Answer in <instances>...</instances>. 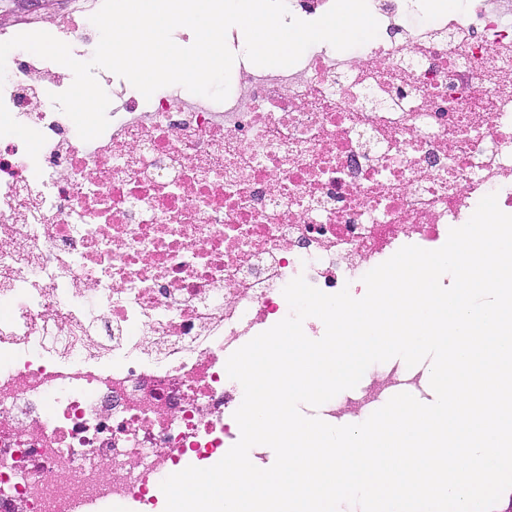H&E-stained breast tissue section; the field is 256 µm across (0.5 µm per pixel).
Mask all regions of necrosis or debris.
<instances>
[{"label": "necrosis or debris", "instance_id": "necrosis-or-debris-1", "mask_svg": "<svg viewBox=\"0 0 512 512\" xmlns=\"http://www.w3.org/2000/svg\"><path fill=\"white\" fill-rule=\"evenodd\" d=\"M376 0L358 56L240 59L219 105L172 85L92 145L52 61L0 85V512L145 501L187 452L236 437L226 361L289 313L283 288L362 287L496 193L512 215V0L420 30ZM53 81H46V72Z\"/></svg>", "mask_w": 512, "mask_h": 512}]
</instances>
